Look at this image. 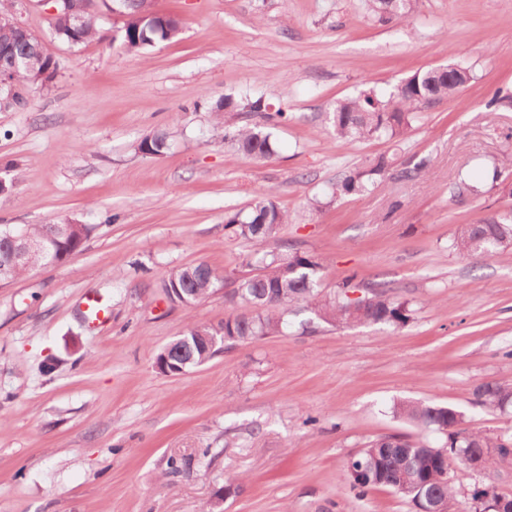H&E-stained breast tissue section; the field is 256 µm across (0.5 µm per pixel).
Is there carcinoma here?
Segmentation results:
<instances>
[{
  "instance_id": "obj_1",
  "label": "carcinoma",
  "mask_w": 512,
  "mask_h": 512,
  "mask_svg": "<svg viewBox=\"0 0 512 512\" xmlns=\"http://www.w3.org/2000/svg\"><path fill=\"white\" fill-rule=\"evenodd\" d=\"M417 0H369L371 10L382 21L406 20L416 11ZM123 10L128 21L129 38H121L123 48L139 53L157 42L171 41L181 31L180 20L172 15L157 14L152 10V0H123ZM57 14L52 21L53 35L64 42L73 38L83 45L91 41L112 42V37L99 23V15L86 12L79 28L69 27L68 6L56 4ZM13 0H0V39L17 41ZM59 62L52 56H36L31 66L19 70L12 77L18 88L14 104L24 106L31 94L46 87L38 75L49 73L55 79ZM473 79L471 69L458 63L419 71L404 79L392 92L378 95L362 91L359 95L336 102L330 115L336 138L361 141L372 138H400L413 128L418 112L442 100L457 96ZM248 113L260 118L253 124L224 130V141L254 162L267 160L274 153L268 126L283 117L280 111L270 112V104L263 99H248L240 104L227 96L216 104L218 112ZM168 148V137L157 132L141 140L138 150L144 154H162ZM393 167L392 158L380 155L361 166H356L332 184L330 194L338 199L371 191L377 180ZM288 223V212L275 201L273 192L261 195L245 214L238 212L227 216L225 226L255 247L247 262L257 267L233 281L228 292L229 301L242 305L244 311L224 320L217 326L191 325L186 333L171 342L170 368L190 370L209 361L226 345L245 343L282 332L288 310L301 304L319 319L347 324L406 325L412 316L408 302L394 299L386 290L367 298L352 299L349 288L355 275L343 283V293L326 298L318 292L322 263L320 258L286 243L278 251L265 246L277 239L282 225ZM94 227L78 224L66 237L52 238L53 225L28 224L11 230L14 235H27L40 240L45 250L27 256L7 274V279H17L49 262L66 261L79 251ZM512 246V216H491L474 224L458 227L452 239V248L469 257L490 259L501 250ZM223 281L208 264L200 262L172 270L163 288L167 297L186 307H192L214 291ZM221 336L223 340L212 350H207L204 338ZM474 402L480 406L501 410L512 404V386L486 382L476 387ZM394 413L409 422L434 428L448 437L442 448L413 442L403 434L385 435L372 440L346 466L344 479L348 488L358 497H365L378 489H387L420 512L429 503H436L443 512H450L455 501V490L449 477L448 457L459 466H467L472 453L480 448H497L495 457L485 459V466L495 458L512 456V434L505 431L495 437L471 431L465 427L464 414L452 406L426 403L400 402ZM489 495V486L477 485L470 495L468 507L463 512H479L482 499Z\"/></svg>"
}]
</instances>
